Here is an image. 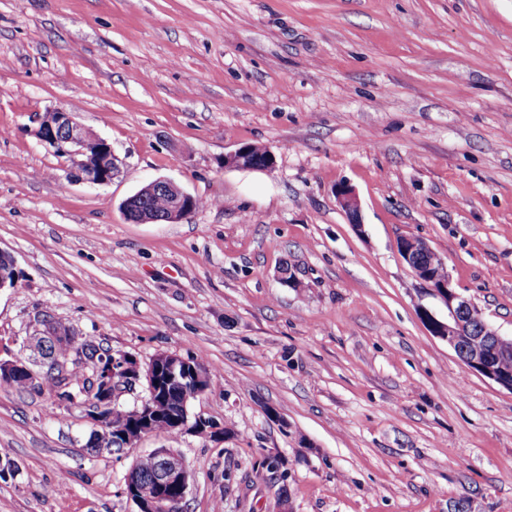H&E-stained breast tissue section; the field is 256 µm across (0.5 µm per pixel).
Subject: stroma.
Masks as SVG:
<instances>
[{
	"mask_svg": "<svg viewBox=\"0 0 512 512\" xmlns=\"http://www.w3.org/2000/svg\"><path fill=\"white\" fill-rule=\"evenodd\" d=\"M1 84L0 360L47 320L198 359L189 411L231 433L94 452L79 410L0 385V512H135L160 447L183 512H512V391L431 335L448 308L397 250L425 240L512 336V0H0ZM56 108L111 183L38 140ZM247 144L274 168L225 167ZM158 178L199 207L127 220ZM36 136L40 142L69 156L82 181L107 184L120 173L110 144L84 129L67 110L53 109L46 112L40 118ZM91 152L95 154V163L85 159ZM150 455L137 460L132 473L151 478L157 460L154 477L148 482L129 477L124 494L137 506L136 512H173L186 497L191 475L183 460L167 448H157Z\"/></svg>",
	"mask_w": 512,
	"mask_h": 512,
	"instance_id": "stroma-1",
	"label": "stroma"
}]
</instances>
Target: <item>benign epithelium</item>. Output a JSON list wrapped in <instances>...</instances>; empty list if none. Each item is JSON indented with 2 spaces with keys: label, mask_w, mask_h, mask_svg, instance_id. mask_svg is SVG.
I'll use <instances>...</instances> for the list:
<instances>
[{
  "label": "benign epithelium",
  "mask_w": 512,
  "mask_h": 512,
  "mask_svg": "<svg viewBox=\"0 0 512 512\" xmlns=\"http://www.w3.org/2000/svg\"><path fill=\"white\" fill-rule=\"evenodd\" d=\"M36 136L40 142L54 148L57 152L69 156L78 177L91 184H107L120 173L116 157L110 144L104 139L91 134L79 125L72 113L64 109H53L40 118ZM95 154V162L86 160L89 154ZM274 166V155L265 150L263 159H258L252 145L242 146L224 154V167L269 170ZM163 190L169 197L167 212L158 214L147 204L149 195ZM338 198L350 221L359 223V207L353 192L344 187L339 190ZM195 197L175 183L166 179H157L140 189L123 203L126 218L137 224L168 222L176 223L194 211ZM398 251L401 257L415 271L416 275L428 284L430 290L441 297L448 306V320L441 322L430 313H424L425 322L435 336L448 342L455 352L460 354L463 364L494 383L512 391V374L500 371L497 361L503 351L498 343L504 336L489 323H484L481 334L468 336L465 332L468 312L474 304L453 287L452 279L435 283L432 270L445 264V260L431 247L420 249L418 238L403 237L399 241ZM44 330L27 338V347L41 351L39 341L64 340V335L53 332L49 321H44ZM28 377V383L36 386L42 380L24 360L10 362L0 361V378H12L20 374ZM94 398L83 406V420L90 426L89 437L92 442L101 444L107 438L125 440L130 445L145 436L156 434L155 424L158 415L145 408V401H140L133 410L129 424L111 422L109 410L118 402L120 396L135 389L136 385L145 383L146 395L153 398L165 395L172 386L186 383L194 386L196 395L203 394L209 386V375L195 360L184 358L175 353L162 352L153 356L146 363L135 356L118 352L112 361L97 362L91 376ZM189 402H184L183 414L175 422L179 432H192L214 440H223L228 431L224 424L201 416H191ZM151 456L158 461V469L148 482H141L135 477L128 478L124 494L137 506V512H175L186 497L189 488L190 473L183 460L166 448H157Z\"/></svg>",
  "instance_id": "7a95c632"
}]
</instances>
